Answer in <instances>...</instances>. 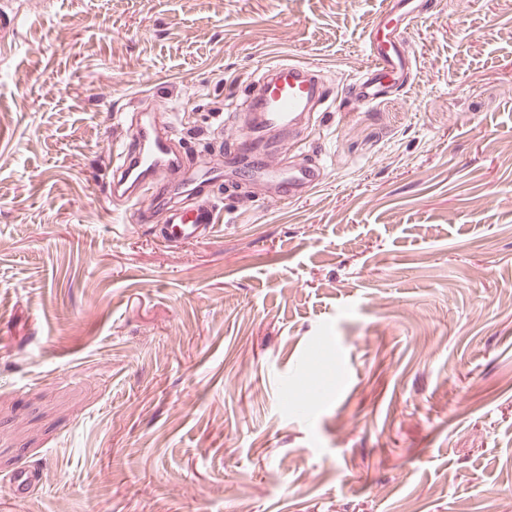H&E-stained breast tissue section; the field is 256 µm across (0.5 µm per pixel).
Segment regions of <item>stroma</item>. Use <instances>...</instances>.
Here are the masks:
<instances>
[{
    "instance_id": "obj_1",
    "label": "stroma",
    "mask_w": 512,
    "mask_h": 512,
    "mask_svg": "<svg viewBox=\"0 0 512 512\" xmlns=\"http://www.w3.org/2000/svg\"><path fill=\"white\" fill-rule=\"evenodd\" d=\"M382 2L0 0V512H512V0H431L408 87L233 168L249 82L345 91ZM134 106L210 236L110 200ZM321 178V171L315 167L303 166L288 173L287 178L271 179L277 193L288 194L289 196L302 185H313ZM221 208L208 194L191 208L174 209L170 224L156 231V238L172 246L208 236L220 220Z\"/></svg>"
}]
</instances>
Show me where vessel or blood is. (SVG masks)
Here are the masks:
<instances>
[{
  "instance_id": "obj_1",
  "label": "vessel or blood",
  "mask_w": 512,
  "mask_h": 512,
  "mask_svg": "<svg viewBox=\"0 0 512 512\" xmlns=\"http://www.w3.org/2000/svg\"><path fill=\"white\" fill-rule=\"evenodd\" d=\"M412 63L399 45L372 46L370 59L350 89L358 104L367 106L382 99L390 89L406 87ZM332 93L317 77V69L309 64L270 62L260 79L259 91L249 92L246 107L256 112L268 135L294 128L302 113L315 111L329 101ZM121 164L112 174L111 195L124 197L131 204L132 223H146L152 205L164 200L166 187L157 174L176 163L168 132L148 122L136 121L128 140L119 142ZM321 171L303 166L275 180L276 192L292 194L297 187L318 183ZM219 204L204 198L190 208L174 209L170 224L156 232L159 241L178 246L208 236L220 220Z\"/></svg>"
}]
</instances>
